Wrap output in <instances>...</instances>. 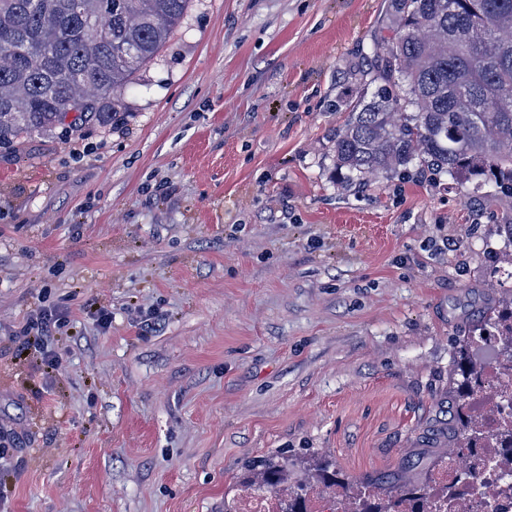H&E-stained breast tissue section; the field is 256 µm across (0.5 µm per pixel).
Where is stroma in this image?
Segmentation results:
<instances>
[{"instance_id": "35a3bbf8", "label": "stroma", "mask_w": 512, "mask_h": 512, "mask_svg": "<svg viewBox=\"0 0 512 512\" xmlns=\"http://www.w3.org/2000/svg\"><path fill=\"white\" fill-rule=\"evenodd\" d=\"M388 13L192 0L123 116L0 146V427L29 434L8 512H227L282 449L349 487L406 455L439 475L456 340L512 292V200L341 182L336 102ZM49 308L53 373L18 340Z\"/></svg>"}]
</instances>
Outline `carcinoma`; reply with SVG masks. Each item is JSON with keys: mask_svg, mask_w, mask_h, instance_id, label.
<instances>
[{"mask_svg": "<svg viewBox=\"0 0 512 512\" xmlns=\"http://www.w3.org/2000/svg\"><path fill=\"white\" fill-rule=\"evenodd\" d=\"M191 0H0V144L22 134H50L75 113L106 124L119 113L131 76L150 63ZM392 36L374 45L369 84L345 103L333 133L336 169L348 184L387 177L413 161L479 190L512 197V0H390ZM512 302H500L459 340L451 372L455 400L471 394L472 345L499 329ZM482 429L458 415L453 439L468 447ZM284 453L246 460L239 483L259 498L288 491L283 512H307V481L336 493L330 463L314 473ZM431 484L388 474L346 498L368 503L424 498Z\"/></svg>", "mask_w": 512, "mask_h": 512, "instance_id": "cac0c4a2", "label": "carcinoma"}]
</instances>
